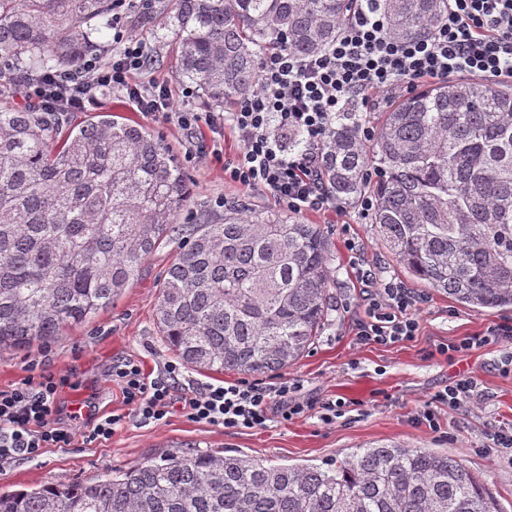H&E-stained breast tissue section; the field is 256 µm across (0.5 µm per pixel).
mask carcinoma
<instances>
[{
    "label": "carcinoma",
    "instance_id": "carcinoma-1",
    "mask_svg": "<svg viewBox=\"0 0 512 512\" xmlns=\"http://www.w3.org/2000/svg\"><path fill=\"white\" fill-rule=\"evenodd\" d=\"M113 0H0V59L15 80L74 72L104 52ZM353 0H176L182 80L231 112L262 55L336 41ZM392 34L429 35L446 0H381ZM361 114L319 146L325 189L373 198L385 247L472 311L512 310V84L454 79L396 99L360 144ZM190 186L147 129L103 111L80 123L0 108V349H30L112 307L160 245L177 244L156 323L200 372L266 375L325 325L332 242L318 224L238 207L179 224ZM0 512H500L485 480L429 448L382 444L320 464L175 452L96 480L0 494Z\"/></svg>",
    "mask_w": 512,
    "mask_h": 512
}]
</instances>
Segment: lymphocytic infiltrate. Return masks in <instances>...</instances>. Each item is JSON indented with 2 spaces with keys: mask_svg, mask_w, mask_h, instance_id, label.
I'll list each match as a JSON object with an SVG mask.
<instances>
[{
  "mask_svg": "<svg viewBox=\"0 0 512 512\" xmlns=\"http://www.w3.org/2000/svg\"><path fill=\"white\" fill-rule=\"evenodd\" d=\"M128 8V0H113L111 60L90 57L78 75L44 73L14 84L1 74L0 88L12 86L24 99L53 110L83 109L100 103L106 92L119 91L138 111L185 130L202 121L215 127L230 124L239 154L225 166V180L261 191L291 212L319 210L330 203L320 181L317 146L342 112H368L383 94L411 93L421 83L447 81L462 73L490 85L512 82V0H448L445 19L419 40L393 37L379 0H356L328 51L265 54L255 84L234 111L202 114L176 107L165 85L138 81V74L149 67L150 54L146 43L127 28ZM287 131L305 135V148H285L281 136ZM360 277L364 288L354 323L357 341L387 346L412 340L419 330L423 297L402 282L377 278L369 268L361 270ZM490 343L512 345V323L435 344L426 357L458 362ZM165 370L166 379L152 380L138 361L124 359L113 363L109 376L143 421L159 424L166 421L173 389L184 377L183 365L170 362ZM65 384V379L45 374L0 390V462L34 460L44 448L71 445L75 431L59 420L58 398ZM301 389L300 383L288 380L206 385L191 388L184 408L192 420L228 430L261 429L315 409L322 422L332 424L349 408L340 399L315 403L301 397ZM482 397L477 379L465 370L425 401L417 417L435 432L441 428V408H475Z\"/></svg>",
  "mask_w": 512,
  "mask_h": 512,
  "instance_id": "lymphocytic-infiltrate-1",
  "label": "lymphocytic infiltrate"
}]
</instances>
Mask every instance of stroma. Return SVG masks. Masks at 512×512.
<instances>
[{"label":"stroma","instance_id":"obj_1","mask_svg":"<svg viewBox=\"0 0 512 512\" xmlns=\"http://www.w3.org/2000/svg\"><path fill=\"white\" fill-rule=\"evenodd\" d=\"M144 0H134L127 24L134 34L150 39L155 62L150 71L168 85L177 104L204 111L200 96L185 98L172 40H156L142 22ZM103 108L127 121L148 128L178 159L193 194L187 213L223 215L230 205L271 210L275 204L260 193L224 180V167L236 159L238 143L227 126L199 124L192 131L139 112L121 94H113ZM301 219L318 224L334 247L330 261L332 296L329 316L318 339L293 366L283 370L288 380L300 382L301 394L318 402L343 399L353 407L335 424H324L313 412L288 422H273L257 431H227L188 418L181 401H174L166 422L142 421L133 406L108 376L117 360L133 358L153 378L163 377L174 358L154 321L159 286L174 256L173 246L158 249L145 262L137 281L121 298L88 323L65 336L28 350L0 353V389L43 373L67 379L59 395L63 420L74 421L77 435L67 448H49L38 459L0 462V493L44 486L81 483L126 470L165 454L192 450L224 454L234 451L277 463H321L359 447L398 443L411 448H432L460 457L474 471L486 474L488 488L503 512H512V464L496 449L486 448L488 435L512 423V375L497 369L507 347L488 345L460 363L427 359L436 343L450 342L485 332L487 327L512 318V313L475 312L446 294L408 278L395 258L381 245L369 217L358 204L305 210ZM374 266L380 277L405 282L426 302L413 340L391 346L357 344L354 336L356 305L361 297L359 263ZM472 371L486 399L480 408H445L442 426L433 432L416 420L424 401L448 384L459 371ZM123 418L112 438L87 443L101 414Z\"/></svg>","mask_w":512,"mask_h":512}]
</instances>
